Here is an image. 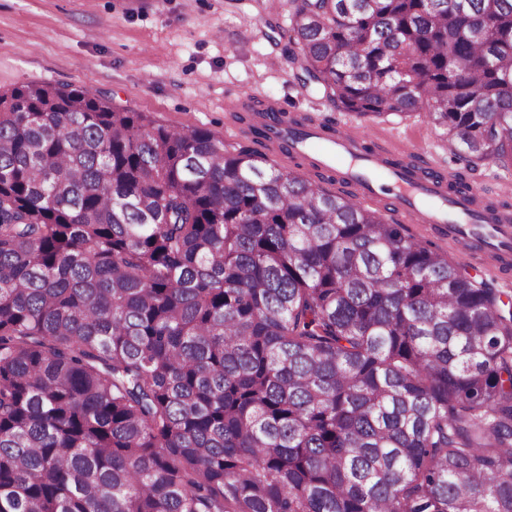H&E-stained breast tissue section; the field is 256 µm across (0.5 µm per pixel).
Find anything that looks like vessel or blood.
I'll return each instance as SVG.
<instances>
[{
    "instance_id": "1",
    "label": "vessel or blood",
    "mask_w": 512,
    "mask_h": 512,
    "mask_svg": "<svg viewBox=\"0 0 512 512\" xmlns=\"http://www.w3.org/2000/svg\"><path fill=\"white\" fill-rule=\"evenodd\" d=\"M255 123L264 132L266 152L313 148L320 168L338 172L342 181L354 184L359 202L390 195L389 214L394 221L437 225L463 246L466 258H477L482 251L512 254V213L501 210L490 215L478 205L475 190L449 191L434 166L409 171L395 167V160L412 155L410 146L385 140L369 151L368 133L355 124L341 123L328 130L313 121L297 128L269 110L257 115Z\"/></svg>"
}]
</instances>
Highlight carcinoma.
<instances>
[{"mask_svg": "<svg viewBox=\"0 0 512 512\" xmlns=\"http://www.w3.org/2000/svg\"><path fill=\"white\" fill-rule=\"evenodd\" d=\"M307 78L512 165V0H289ZM97 93L0 94V512H512V304Z\"/></svg>", "mask_w": 512, "mask_h": 512, "instance_id": "1", "label": "carcinoma"}]
</instances>
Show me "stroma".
I'll return each instance as SVG.
<instances>
[{"label": "stroma", "mask_w": 512, "mask_h": 512, "mask_svg": "<svg viewBox=\"0 0 512 512\" xmlns=\"http://www.w3.org/2000/svg\"><path fill=\"white\" fill-rule=\"evenodd\" d=\"M266 0H0V92L30 84L96 91L110 104L147 112L171 127L199 126L225 142L256 147L233 130L229 102L251 97L288 113L335 122L352 113L302 86L284 53L288 5ZM383 137L409 141L420 160L460 175L491 202L512 167H468L423 117L367 122Z\"/></svg>", "instance_id": "35a3bbf8"}]
</instances>
